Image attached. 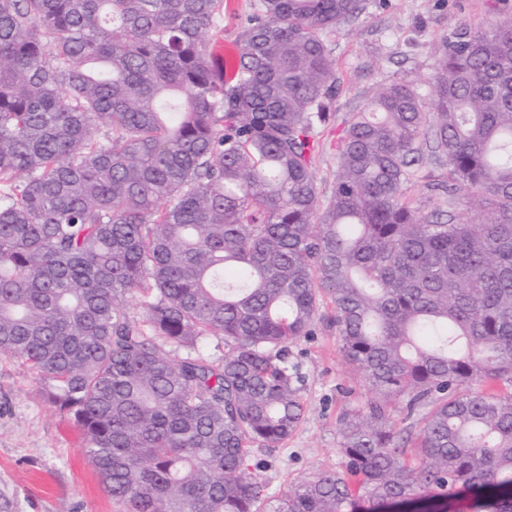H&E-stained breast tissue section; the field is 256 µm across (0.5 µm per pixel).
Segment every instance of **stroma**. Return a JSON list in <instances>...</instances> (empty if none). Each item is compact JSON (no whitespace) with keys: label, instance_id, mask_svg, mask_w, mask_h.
<instances>
[{"label":"stroma","instance_id":"obj_1","mask_svg":"<svg viewBox=\"0 0 512 512\" xmlns=\"http://www.w3.org/2000/svg\"><path fill=\"white\" fill-rule=\"evenodd\" d=\"M253 0H224L220 32L210 46L235 52L240 28ZM490 0H368L367 9L344 24L328 42L336 87L329 123L317 127L314 173L320 200L336 184V137L341 123L363 97L405 73L420 86L432 74L433 49L461 25L488 24ZM448 169L429 165L408 189L424 211L444 209L446 196L436 183ZM330 306H323L313 336L292 348L291 359L303 378V421L275 448L253 450L268 502L288 488L336 468L339 421L365 396L346 363ZM0 512H119L84 453L77 425L40 396V383L18 361L0 360Z\"/></svg>","mask_w":512,"mask_h":512}]
</instances>
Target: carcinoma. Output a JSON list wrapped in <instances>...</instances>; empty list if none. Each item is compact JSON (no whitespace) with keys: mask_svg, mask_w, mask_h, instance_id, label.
Here are the masks:
<instances>
[{"mask_svg":"<svg viewBox=\"0 0 512 512\" xmlns=\"http://www.w3.org/2000/svg\"><path fill=\"white\" fill-rule=\"evenodd\" d=\"M222 2L0 0V359L122 512H265L252 447L298 428L289 348L328 303L368 397L340 467L271 512H512L508 0L445 37L427 91L351 113L325 203L327 40L365 0H255L231 82ZM428 152L446 211L406 197Z\"/></svg>","mask_w":512,"mask_h":512,"instance_id":"carcinoma-1","label":"carcinoma"}]
</instances>
